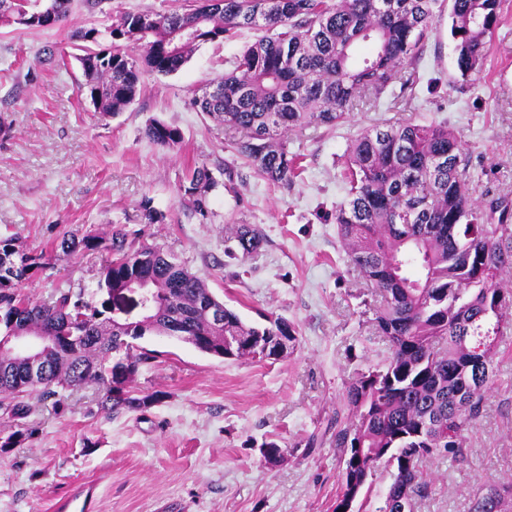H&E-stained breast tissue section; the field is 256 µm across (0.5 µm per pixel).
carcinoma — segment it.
Segmentation results:
<instances>
[{"label": "carcinoma", "instance_id": "1", "mask_svg": "<svg viewBox=\"0 0 512 512\" xmlns=\"http://www.w3.org/2000/svg\"><path fill=\"white\" fill-rule=\"evenodd\" d=\"M450 2V36L457 68L466 77L483 70L490 37L501 19L500 0H195L193 7L162 13H125L104 29L78 30L85 42L80 63L84 89L106 114L135 99L139 71L174 74L201 44L221 41L243 28L274 31L246 47L232 69L192 99L193 108L240 134L237 154L269 183L300 176L299 154L288 133L308 126L334 127L360 99L377 101L416 71L433 22ZM74 0H0V23L52 29L66 21ZM192 30L182 39L177 33ZM140 48L134 59L127 47ZM155 144L173 148L181 130L162 122L146 129ZM462 139L431 122L385 123L349 141L344 156L345 199L334 220L348 262L379 291L373 328L387 352L358 374L343 393L346 420L336 421L333 441L343 449L334 512L367 494L379 470L390 483L376 512H394L400 500L417 507L431 483L422 464L465 453L464 432L482 416L495 377L496 339L509 321L512 290L502 274L512 268V205L496 198L481 206L469 191ZM217 187L204 164L189 169L184 196L196 214L208 216ZM235 247L245 258L263 248V233L237 227ZM109 242L112 258L100 272L97 301L83 288L54 289L52 301L21 291L42 267L41 257L0 237V342L10 336H51L40 375L9 350L0 351V410L23 420L29 398L65 406L64 391L93 383L107 413L140 412L161 392L130 390L153 356L134 341L174 336L203 354L234 360L281 357L295 347L296 328L285 319L248 323L219 300L205 281L173 258L128 240L121 227L108 237L67 234L66 253ZM139 281L152 289L153 311L129 324L112 321L110 294ZM500 318L488 322V306ZM224 307V324L211 307ZM125 362L123 380L112 376V356ZM264 461H284L287 449L265 443ZM469 512H512V481L479 486Z\"/></svg>", "mask_w": 512, "mask_h": 512}]
</instances>
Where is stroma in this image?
Masks as SVG:
<instances>
[{
	"label": "stroma",
	"mask_w": 512,
	"mask_h": 512,
	"mask_svg": "<svg viewBox=\"0 0 512 512\" xmlns=\"http://www.w3.org/2000/svg\"><path fill=\"white\" fill-rule=\"evenodd\" d=\"M192 0H75L68 21L51 30L0 26V234L42 256L22 285L49 300L63 283L94 289L108 252L68 255L70 233L106 236L110 226L173 255L249 322L282 317L298 342L279 359H219L170 336H147L154 359L133 387L165 392L137 413L106 414L95 385L68 393L66 410L31 397L30 435L0 453V512H54L79 483L96 484L97 512H333L341 452L336 429L345 387L386 351L370 324L378 301L344 253L332 216L345 198L341 157L350 139L382 122H444L464 141L479 203L512 201V0H502L483 73L461 77L447 18L419 66L420 81L398 102L361 104L335 129L293 132L290 151L306 171L269 185L234 150L235 131L195 112L192 99L218 80L260 35L244 29L201 44L175 74H143L122 112H97L79 95L84 75L72 31L104 28L125 12L155 13ZM180 128L181 145L164 149L145 135L152 121ZM207 165L219 182L207 217L195 215L179 187L187 168ZM162 213L145 223L142 201ZM258 226L262 250L228 259L229 229ZM496 378L465 458L425 464L431 494L418 512H467L479 485L512 479V329L498 344ZM288 451L264 464L263 443Z\"/></svg>",
	"instance_id": "stroma-1"
}]
</instances>
